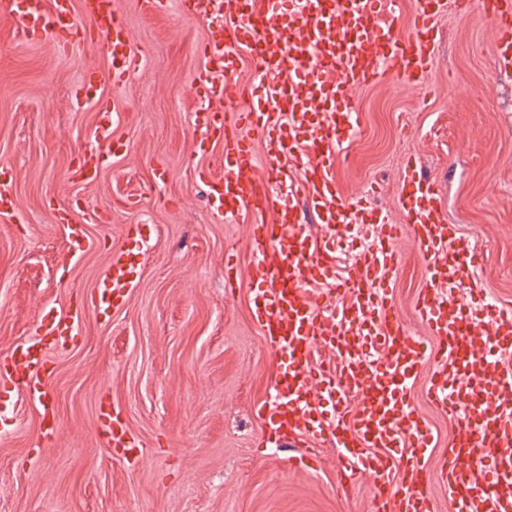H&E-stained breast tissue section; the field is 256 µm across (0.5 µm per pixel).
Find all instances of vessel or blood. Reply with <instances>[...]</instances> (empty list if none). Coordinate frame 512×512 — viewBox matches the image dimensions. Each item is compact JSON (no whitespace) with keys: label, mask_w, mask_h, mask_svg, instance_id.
I'll return each instance as SVG.
<instances>
[{"label":"vessel or blood","mask_w":512,"mask_h":512,"mask_svg":"<svg viewBox=\"0 0 512 512\" xmlns=\"http://www.w3.org/2000/svg\"><path fill=\"white\" fill-rule=\"evenodd\" d=\"M0 0L29 36L68 51L82 30L106 40L111 59L107 76L87 69L76 102L95 105L96 141L120 153L112 135L117 116L102 102L103 79L123 83L143 53L112 0ZM191 16L224 15V35L202 44L203 64L193 76L208 97L199 151L217 138L224 142V172L198 171L213 194L216 212L230 221L253 218L248 277L252 316L278 354L275 396L257 405L268 440L303 443L292 467L319 465L314 447L328 436L346 477L367 472L374 478L373 512H433L432 484L447 491L453 512H512V306L485 316L459 301L479 263L472 244L442 215L436 180L419 176L415 158L405 162L413 184L402 194L405 222L390 223L366 196L344 195L336 166L344 144L361 127L353 89L376 85L387 76L421 85L439 51L436 17L447 0H414L413 31L395 33L396 19L384 0H179ZM458 10H478L492 18L496 64L512 69V0H459ZM274 82L251 92L238 131L224 126L226 96L239 48ZM263 151H256V144ZM291 183L318 215L322 233L301 222L292 198H274L268 180ZM273 210V223L260 220ZM353 224L369 235L344 279H337L333 255L336 228ZM409 232L423 250L429 276L415 310L426 328L412 335L392 303L391 277L399 265L395 241ZM145 255L120 248L98 285L97 303L122 307L138 287ZM38 343L14 348L24 371L8 373L10 388L42 400L40 374L49 337L71 336L74 317H53L38 325ZM428 370L430 402L455 424L453 440L437 466L431 427L417 416L409 388ZM99 436L113 455L128 456L134 438L120 411L102 419ZM402 476H395V469Z\"/></svg>","instance_id":"vessel-or-blood-1"}]
</instances>
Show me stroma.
Here are the masks:
<instances>
[{"mask_svg": "<svg viewBox=\"0 0 512 512\" xmlns=\"http://www.w3.org/2000/svg\"><path fill=\"white\" fill-rule=\"evenodd\" d=\"M146 62L119 87L107 81L103 43L59 52L27 39L0 16V167L9 170L16 208L0 215V364L37 340L45 314L79 311L73 341L53 350L44 396L58 428L46 434L37 404L0 388V512H372L369 477L339 488L341 463L323 447L318 469L288 466V451L263 445L254 408L274 393L277 354L251 312L250 285L230 288L225 258L251 261L247 221L212 210L197 171L224 170V146L193 154L205 92L192 75L200 46L221 27L183 15L176 0H115ZM441 46L421 87L396 79L358 88L362 133L341 155L336 180L367 194L391 223L402 221L404 163L415 156L443 193V216L482 254L463 304H512V76L497 70L493 22L448 8L437 20ZM103 74L101 96L116 107L114 135L127 145L106 158L95 183L73 181L97 113L76 104L85 67ZM97 246L71 256L58 210L72 199ZM143 227L149 255L125 306L90 309L112 260ZM393 304L418 329L415 299L428 277L421 250L397 242ZM119 407L143 448L137 463L105 450L103 411Z\"/></svg>", "mask_w": 512, "mask_h": 512, "instance_id": "stroma-1", "label": "stroma"}]
</instances>
